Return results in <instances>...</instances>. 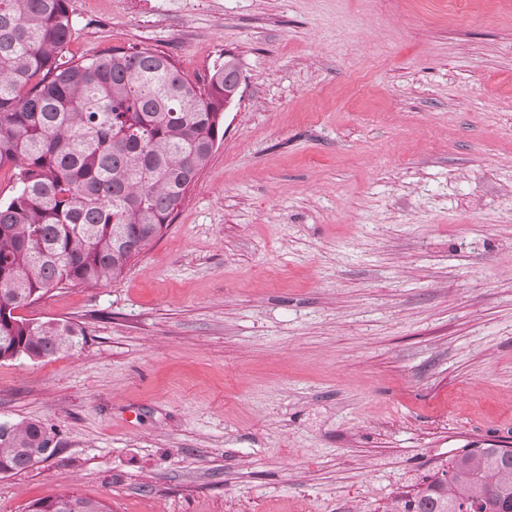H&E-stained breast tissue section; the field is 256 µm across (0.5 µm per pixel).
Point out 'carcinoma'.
Segmentation results:
<instances>
[{"instance_id": "obj_1", "label": "carcinoma", "mask_w": 512, "mask_h": 512, "mask_svg": "<svg viewBox=\"0 0 512 512\" xmlns=\"http://www.w3.org/2000/svg\"><path fill=\"white\" fill-rule=\"evenodd\" d=\"M75 33L69 0H0V168L18 170L0 201V362L31 361L87 342L77 322L15 311L53 288L114 282L161 237L191 179L224 139L230 59L204 81L169 56L114 48L63 60ZM43 425L0 420V467L46 460ZM30 512H107L60 493ZM393 512H512V456L475 448Z\"/></svg>"}]
</instances>
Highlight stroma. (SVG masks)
Returning a JSON list of instances; mask_svg holds the SVG:
<instances>
[{
    "instance_id": "1",
    "label": "stroma",
    "mask_w": 512,
    "mask_h": 512,
    "mask_svg": "<svg viewBox=\"0 0 512 512\" xmlns=\"http://www.w3.org/2000/svg\"><path fill=\"white\" fill-rule=\"evenodd\" d=\"M65 56L243 65L164 235L19 316L80 349L0 362L57 452L0 512H390L512 446V0H70ZM78 506L73 511V505ZM30 512H107L106 505L96 499L86 498L71 493H60L53 497L39 499L30 506Z\"/></svg>"
}]
</instances>
